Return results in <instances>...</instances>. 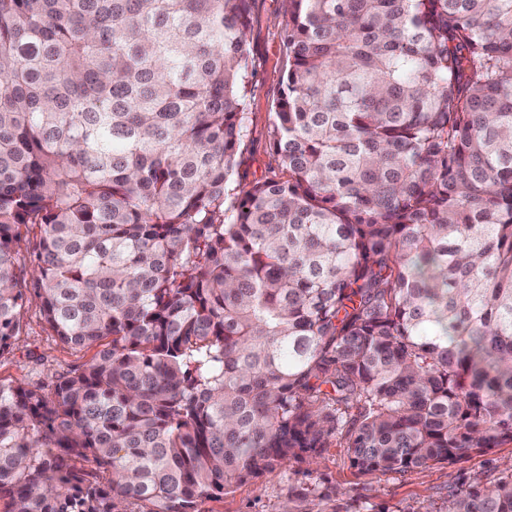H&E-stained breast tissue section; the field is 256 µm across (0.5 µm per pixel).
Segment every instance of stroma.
Listing matches in <instances>:
<instances>
[{"mask_svg": "<svg viewBox=\"0 0 512 512\" xmlns=\"http://www.w3.org/2000/svg\"><path fill=\"white\" fill-rule=\"evenodd\" d=\"M287 21L283 0H256L248 42L256 74L248 95L249 127L237 162L249 180L269 174V132L283 76L282 29ZM89 350L63 345L45 322L41 304L29 296L22 332L0 354V380L51 384L59 375L89 362ZM512 461V444L491 449L453 465H435L404 474L363 473L352 467L348 449H324L311 465L290 463L239 486L224 498L200 504V512H448L452 495L464 491L473 477L498 479Z\"/></svg>", "mask_w": 512, "mask_h": 512, "instance_id": "1", "label": "stroma"}]
</instances>
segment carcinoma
Instances as JSON below:
<instances>
[{"label":"carcinoma","instance_id":"carcinoma-1","mask_svg":"<svg viewBox=\"0 0 512 512\" xmlns=\"http://www.w3.org/2000/svg\"><path fill=\"white\" fill-rule=\"evenodd\" d=\"M285 3L251 184L254 0H0V353L29 290L96 349L0 381L5 512H199L333 443L382 473L512 443V0ZM448 512H512V464Z\"/></svg>","mask_w":512,"mask_h":512}]
</instances>
